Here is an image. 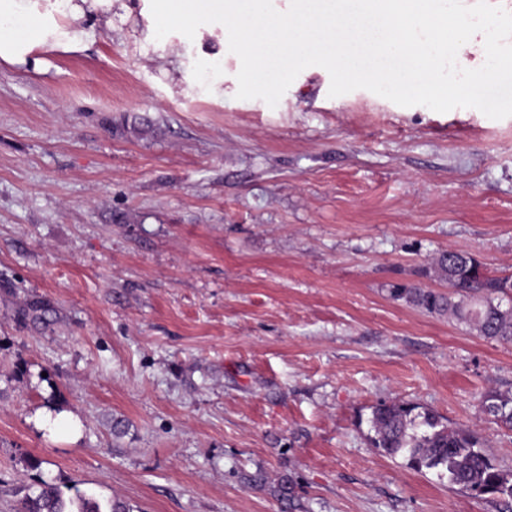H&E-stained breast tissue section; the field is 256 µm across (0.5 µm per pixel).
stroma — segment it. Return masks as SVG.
<instances>
[{
    "label": "stroma",
    "instance_id": "stroma-1",
    "mask_svg": "<svg viewBox=\"0 0 512 512\" xmlns=\"http://www.w3.org/2000/svg\"><path fill=\"white\" fill-rule=\"evenodd\" d=\"M128 4L82 52L0 65V512L42 479L131 512H512L367 424L417 403L512 469L480 407L512 343L387 293L447 291L423 270L448 250L512 276V93L293 70L217 99Z\"/></svg>",
    "mask_w": 512,
    "mask_h": 512
}]
</instances>
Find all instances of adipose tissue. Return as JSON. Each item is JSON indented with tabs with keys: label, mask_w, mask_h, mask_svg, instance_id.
Masks as SVG:
<instances>
[{
	"label": "adipose tissue",
	"mask_w": 512,
	"mask_h": 512,
	"mask_svg": "<svg viewBox=\"0 0 512 512\" xmlns=\"http://www.w3.org/2000/svg\"><path fill=\"white\" fill-rule=\"evenodd\" d=\"M115 0H0V62L40 69L45 52H80L111 28ZM147 29L169 52H231L263 96L290 65L380 83L405 98L482 102L487 75L512 80V0H143ZM464 69L465 83L447 74Z\"/></svg>",
	"instance_id": "ef3b65f1"
}]
</instances>
